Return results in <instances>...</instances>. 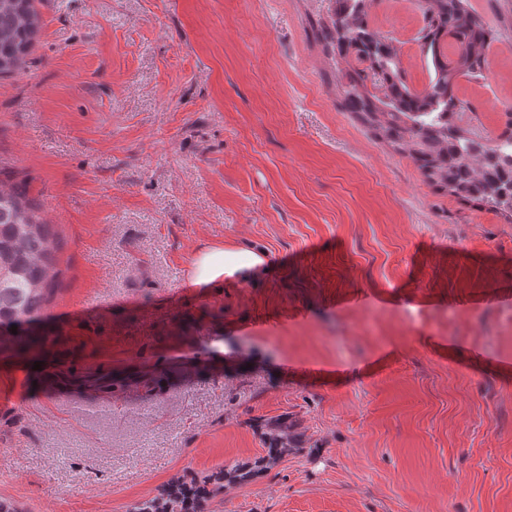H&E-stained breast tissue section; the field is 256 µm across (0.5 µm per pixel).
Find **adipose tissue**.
I'll return each mask as SVG.
<instances>
[{
  "label": "adipose tissue",
  "mask_w": 512,
  "mask_h": 512,
  "mask_svg": "<svg viewBox=\"0 0 512 512\" xmlns=\"http://www.w3.org/2000/svg\"><path fill=\"white\" fill-rule=\"evenodd\" d=\"M265 262L262 253L250 252L246 259H239L237 252L223 246H204L196 250L187 271L189 285L197 288L211 287L223 283L225 277L238 275L249 277Z\"/></svg>",
  "instance_id": "adipose-tissue-1"
}]
</instances>
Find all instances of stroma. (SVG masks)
<instances>
[{"mask_svg":"<svg viewBox=\"0 0 512 512\" xmlns=\"http://www.w3.org/2000/svg\"><path fill=\"white\" fill-rule=\"evenodd\" d=\"M460 81L512 113V0ZM420 0H382L414 86ZM333 0H37L0 78V181L61 239L43 373L0 359V500L129 512L172 478L299 453L208 512H512V223L429 185L336 99L313 28ZM263 250L251 280H185L194 251Z\"/></svg>","mask_w":512,"mask_h":512,"instance_id":"stroma-1","label":"stroma"}]
</instances>
